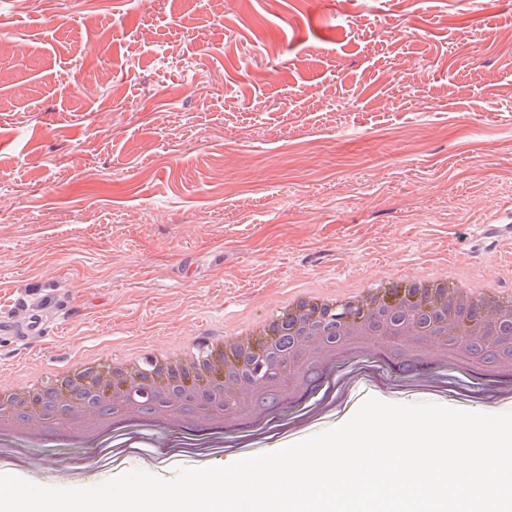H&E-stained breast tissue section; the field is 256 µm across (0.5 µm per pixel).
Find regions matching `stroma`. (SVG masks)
Wrapping results in <instances>:
<instances>
[{
  "label": "stroma",
  "instance_id": "obj_1",
  "mask_svg": "<svg viewBox=\"0 0 512 512\" xmlns=\"http://www.w3.org/2000/svg\"><path fill=\"white\" fill-rule=\"evenodd\" d=\"M0 316L52 326L0 373L78 347H175L277 309L289 287L389 282L448 259L490 279L512 246V0H0ZM334 397L206 429L142 422L107 462L0 445V473L87 488L231 464L342 426L371 397L512 411V378L360 355ZM38 470L25 469L26 460Z\"/></svg>",
  "mask_w": 512,
  "mask_h": 512
}]
</instances>
